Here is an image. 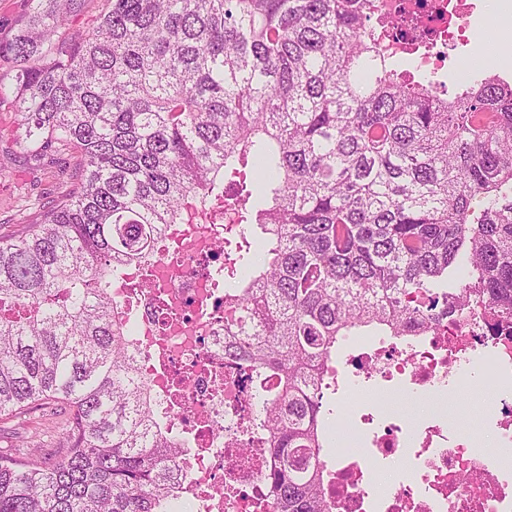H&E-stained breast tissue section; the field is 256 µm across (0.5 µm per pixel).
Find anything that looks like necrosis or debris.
<instances>
[{
	"label": "necrosis or debris",
	"instance_id": "necrosis-or-debris-1",
	"mask_svg": "<svg viewBox=\"0 0 512 512\" xmlns=\"http://www.w3.org/2000/svg\"><path fill=\"white\" fill-rule=\"evenodd\" d=\"M407 36L441 32L434 70L455 56L470 0H382ZM226 224H171L158 240L150 287L130 304L138 328L130 344L141 377L168 424L187 446L177 461L182 494L194 512H256L269 470L256 434L252 390L224 356L226 312L206 255L222 245ZM349 378L387 382L391 392L424 399L423 417L392 405L361 403L357 422L336 434L333 482L325 488L336 512H512V323L462 316L424 336H368L342 365ZM495 394L480 425L463 427L448 407L449 388ZM504 454H491L485 434ZM392 478L374 491L381 468Z\"/></svg>",
	"mask_w": 512,
	"mask_h": 512
}]
</instances>
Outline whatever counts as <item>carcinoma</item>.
Here are the masks:
<instances>
[{"label":"carcinoma","mask_w":512,"mask_h":512,"mask_svg":"<svg viewBox=\"0 0 512 512\" xmlns=\"http://www.w3.org/2000/svg\"><path fill=\"white\" fill-rule=\"evenodd\" d=\"M0 62L16 143L70 176L0 236V422L67 410L65 444L0 450V512H176L162 428L115 292L169 224L224 246V355L255 384L263 512H335L323 487L337 344L512 320V82L434 91L390 54L377 0H31ZM103 0H85L81 2L80 11L69 18V25L76 28L90 27L104 9Z\"/></svg>","instance_id":"1"}]
</instances>
